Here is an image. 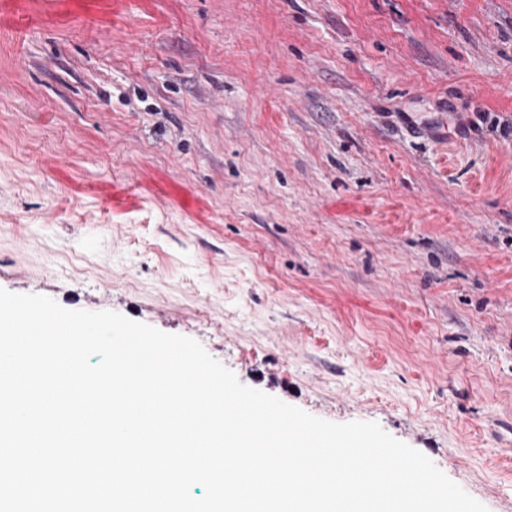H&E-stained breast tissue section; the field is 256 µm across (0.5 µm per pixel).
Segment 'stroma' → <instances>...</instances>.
I'll list each match as a JSON object with an SVG mask.
<instances>
[{"label": "stroma", "mask_w": 512, "mask_h": 512, "mask_svg": "<svg viewBox=\"0 0 512 512\" xmlns=\"http://www.w3.org/2000/svg\"><path fill=\"white\" fill-rule=\"evenodd\" d=\"M0 289L512 512V0H0Z\"/></svg>", "instance_id": "1"}]
</instances>
